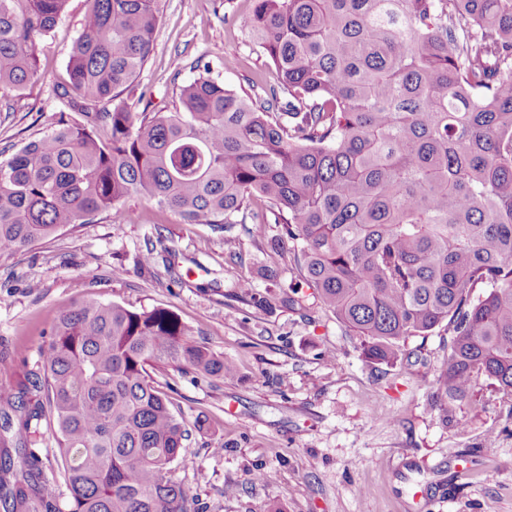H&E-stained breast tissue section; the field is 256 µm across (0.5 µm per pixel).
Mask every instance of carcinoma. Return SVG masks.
Instances as JSON below:
<instances>
[{
	"label": "carcinoma",
	"mask_w": 512,
	"mask_h": 512,
	"mask_svg": "<svg viewBox=\"0 0 512 512\" xmlns=\"http://www.w3.org/2000/svg\"><path fill=\"white\" fill-rule=\"evenodd\" d=\"M67 2L0 0V91L38 79ZM88 5L65 108L0 159V255L99 214L130 222L133 196L226 244L237 224H276L267 247L294 256L367 361L443 327L442 395L464 401L481 377L512 395V0H255L274 82L239 93L206 63L171 112L120 99L160 0ZM192 335L169 309L92 293L60 312L0 407V512H62L37 451L48 422L67 512H191L166 476L188 432L149 368L235 372Z\"/></svg>",
	"instance_id": "1"
}]
</instances>
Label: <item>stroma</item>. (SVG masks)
Returning <instances> with one entry per match:
<instances>
[{
	"mask_svg": "<svg viewBox=\"0 0 512 512\" xmlns=\"http://www.w3.org/2000/svg\"><path fill=\"white\" fill-rule=\"evenodd\" d=\"M253 8L254 0H162L153 52L124 99L170 107L200 60L232 89L271 81L249 26ZM85 26L84 0H69L42 40L38 81L23 98H0V155L49 128L62 106L54 88L66 81ZM126 206L139 214L134 223L102 214L0 256V350L36 368L56 313L86 293L132 310H172L195 342L236 366L230 378L173 366L152 372L189 431L168 477L195 512H413L424 489L431 512H512V396L481 378L469 400L430 406L445 329L409 339L422 362H366L357 337L309 288L299 305L266 309L237 293L241 274L266 294L267 265L284 280L298 276L293 255L270 254L253 225H236L228 246L223 232L141 198ZM168 247L179 255L172 273ZM259 471L273 480L255 481Z\"/></svg>",
	"mask_w": 512,
	"mask_h": 512,
	"instance_id": "obj_1",
	"label": "stroma"
}]
</instances>
